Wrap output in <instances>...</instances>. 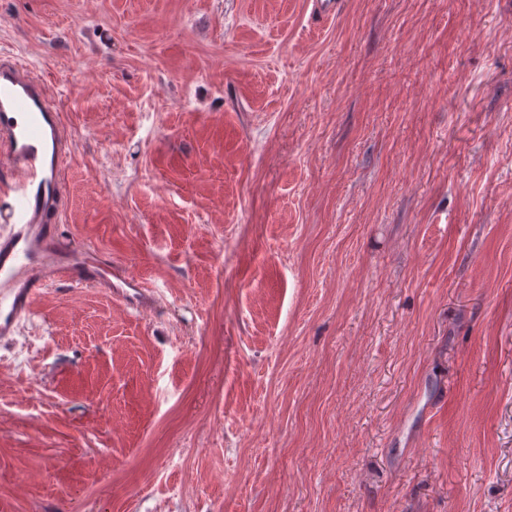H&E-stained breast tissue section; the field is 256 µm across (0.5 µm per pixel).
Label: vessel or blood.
I'll use <instances>...</instances> for the list:
<instances>
[{
  "label": "vessel or blood",
  "mask_w": 512,
  "mask_h": 512,
  "mask_svg": "<svg viewBox=\"0 0 512 512\" xmlns=\"http://www.w3.org/2000/svg\"><path fill=\"white\" fill-rule=\"evenodd\" d=\"M73 149L46 80L0 52V166L12 176L11 199L0 204V340L15 335L48 274L76 288H108L122 275L54 232L64 192L60 171Z\"/></svg>",
  "instance_id": "1"
}]
</instances>
